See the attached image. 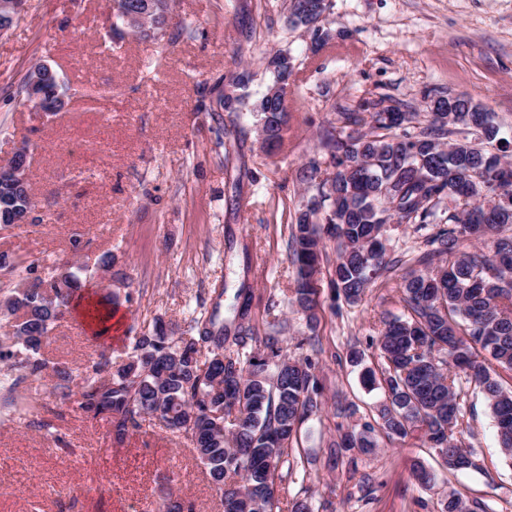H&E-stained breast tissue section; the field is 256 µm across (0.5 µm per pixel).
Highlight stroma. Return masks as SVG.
I'll return each instance as SVG.
<instances>
[{"label": "stroma", "mask_w": 512, "mask_h": 512, "mask_svg": "<svg viewBox=\"0 0 512 512\" xmlns=\"http://www.w3.org/2000/svg\"><path fill=\"white\" fill-rule=\"evenodd\" d=\"M288 0H175L161 39L112 27V0H28L0 33V163L29 150V192L43 219L37 232L0 230V252L95 266L103 252L113 273H99L98 300H112L121 325L107 343L122 362L133 336L171 329L219 309L233 315L235 294L250 289L249 322H286L288 344L316 333V373L324 406L302 427L275 512L311 494L315 512H440L450 491L512 512V465L501 454L483 395L467 386L465 442L476 468L451 473L415 438L380 439L355 463L329 461L338 407L352 423L373 421L381 390L361 381L381 360L369 339L382 320L402 315L403 269L384 274L363 300L347 304L321 273L315 328L291 304L295 269L287 240L296 208L308 197L298 171L323 158L320 137L339 112L363 98L425 111L429 99L464 96L484 105L512 142V0H328L325 45L288 21ZM288 51V131L276 155L260 145L254 117H230L219 103L225 73L249 69L251 90L272 83L268 59ZM71 88L88 77L87 96L44 114L19 92L37 62ZM234 130L236 153L224 158L215 129ZM87 244L72 253L70 237ZM124 280H117V273ZM83 308L67 314L45 355L71 366L94 350ZM362 366L349 361L351 349ZM35 408L0 418V512H153L166 494L190 499L195 512H222L204 467L157 426L118 444L71 403L60 427L69 447L28 428ZM436 474L429 485L414 462Z\"/></svg>", "instance_id": "stroma-1"}]
</instances>
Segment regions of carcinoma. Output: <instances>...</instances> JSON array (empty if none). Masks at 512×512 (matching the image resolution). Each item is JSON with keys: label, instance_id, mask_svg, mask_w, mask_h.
<instances>
[{"label": "carcinoma", "instance_id": "carcinoma-1", "mask_svg": "<svg viewBox=\"0 0 512 512\" xmlns=\"http://www.w3.org/2000/svg\"><path fill=\"white\" fill-rule=\"evenodd\" d=\"M320 0H289L291 23L309 26L308 12ZM288 52L268 61L274 84L250 102L252 74H230L224 111L248 110L269 139L288 130L286 87L292 69ZM480 140H459V128ZM499 127L490 112L469 98L440 96L429 112H403L384 100L362 99L356 110L339 113L321 148L337 174L331 188L313 159L299 179L315 194L295 212L287 241L296 269L294 303L314 321L317 289L310 282L328 259L323 238L336 241L330 286L346 303L357 304L399 260L386 255L384 228L416 224L428 234L426 248L402 277L406 313L383 321L375 341L380 371L365 368L363 383L378 387L384 400L374 422L345 429L329 446L332 457L355 461L353 453L377 448L379 433L415 436L435 449L445 469L477 467L474 449L459 435L464 418L463 383L478 388L493 415L500 447L512 461V390L495 367L512 371V168L502 163ZM504 190L508 200L485 204L486 191ZM454 208L440 211L445 199ZM13 288L0 315L12 343L0 346V411L15 413L23 383L33 385L50 370L55 400L43 408L65 415L74 396L80 408L103 422L117 443L143 422L192 445L224 512H273L301 426L320 411V387L309 358L284 350L285 326L268 324L264 335L247 321L250 293L236 294L234 317L193 316L186 329L159 324L133 337L127 362L113 365L106 349L81 367L50 362L43 347L70 308L85 299L83 287L95 274L83 265L43 263L27 254L12 256ZM487 354L495 367L480 359ZM483 507L452 491L442 512H481Z\"/></svg>", "mask_w": 512, "mask_h": 512}]
</instances>
